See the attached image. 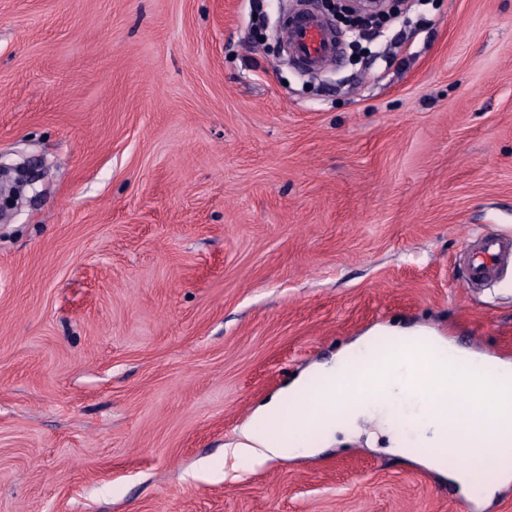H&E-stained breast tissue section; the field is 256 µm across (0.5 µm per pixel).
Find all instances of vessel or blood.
<instances>
[{
  "mask_svg": "<svg viewBox=\"0 0 512 512\" xmlns=\"http://www.w3.org/2000/svg\"><path fill=\"white\" fill-rule=\"evenodd\" d=\"M290 52L298 63L319 69L335 63L340 52L330 25L319 15L305 13L284 24ZM512 260V239L498 233L482 232L465 246L466 280L479 284L496 276L507 260Z\"/></svg>",
  "mask_w": 512,
  "mask_h": 512,
  "instance_id": "b4317fda",
  "label": "vessel or blood"
}]
</instances>
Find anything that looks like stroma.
<instances>
[{"label": "stroma", "mask_w": 512, "mask_h": 512, "mask_svg": "<svg viewBox=\"0 0 512 512\" xmlns=\"http://www.w3.org/2000/svg\"><path fill=\"white\" fill-rule=\"evenodd\" d=\"M0 0V512H458L362 420L311 456L231 449L379 325L512 360V0H404L318 79L276 0ZM512 512V480L464 491ZM509 259L512 260V239L496 232L473 234L465 246L466 285L493 278Z\"/></svg>", "instance_id": "35a3bbf8"}]
</instances>
